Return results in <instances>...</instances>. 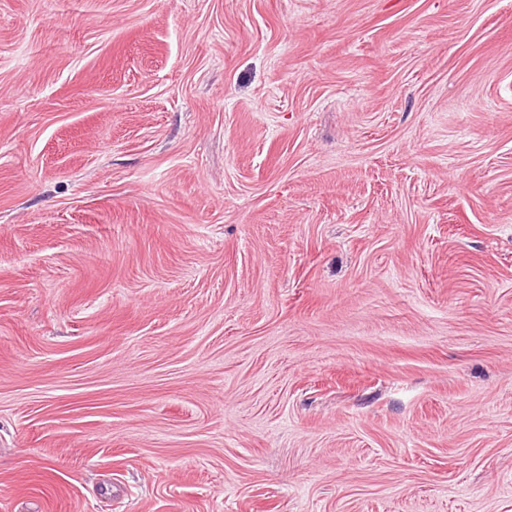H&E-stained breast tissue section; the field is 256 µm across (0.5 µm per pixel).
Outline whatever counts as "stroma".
<instances>
[{
	"mask_svg": "<svg viewBox=\"0 0 512 512\" xmlns=\"http://www.w3.org/2000/svg\"><path fill=\"white\" fill-rule=\"evenodd\" d=\"M0 512H512V0H0Z\"/></svg>",
	"mask_w": 512,
	"mask_h": 512,
	"instance_id": "obj_1",
	"label": "stroma"
}]
</instances>
